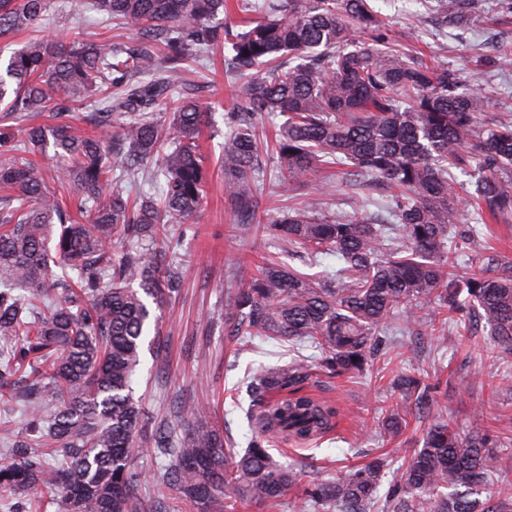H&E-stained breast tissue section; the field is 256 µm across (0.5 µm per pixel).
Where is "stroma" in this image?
<instances>
[{"mask_svg": "<svg viewBox=\"0 0 512 512\" xmlns=\"http://www.w3.org/2000/svg\"><path fill=\"white\" fill-rule=\"evenodd\" d=\"M64 2L61 8L50 6L35 32L24 31L0 42V55L10 56L32 36L47 41L68 33L89 40L110 37L109 28L89 11V0ZM371 4L385 15L392 35L405 49L422 53L434 65L458 69L466 79L481 84L489 111L512 107V68L491 63L497 46L512 43V11L499 0H478L476 17L462 27L443 24L429 0H371ZM185 80L198 86L199 102L212 112L200 138L211 161V181L209 196L193 220L195 233L184 236L178 246L182 287L167 302L150 307L151 320L160 327L162 348L143 351L133 384V397L146 423L166 422L176 436H184L188 425L176 413L174 402L204 401L212 411L210 422L223 431L227 447L244 450L254 437L247 419L252 405L247 380L257 372L291 364L298 356L310 367L305 392L339 411L323 437L303 444L269 438L273 458L297 466L302 482L335 478L379 455L392 457L393 468H400L405 463L403 449L418 447L420 433L432 423L445 420L463 429L478 408L485 412L486 425L512 438V368L490 359L487 336H474L467 347L460 348L453 333L439 326L423 356L403 364L392 362L391 357L411 340L394 336L380 346L370 371L341 379L319 371V354L314 349L294 353L273 340L239 341L228 336L234 296L257 254L274 255L320 279L335 272L336 261L328 257L309 265L289 255L271 237L237 230L232 205L224 196L220 157L224 115L242 102L245 79L225 69L224 48L218 45L190 68ZM403 371L420 374L430 383L446 381L448 390L438 396L428 414H408L406 427L398 435H387L378 424L385 410L400 400L393 380ZM25 432L23 406L10 396L0 397V462L11 458L12 443L23 439Z\"/></svg>", "mask_w": 512, "mask_h": 512, "instance_id": "1", "label": "stroma"}]
</instances>
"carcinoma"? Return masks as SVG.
Segmentation results:
<instances>
[{"instance_id":"1","label":"carcinoma","mask_w":512,"mask_h":512,"mask_svg":"<svg viewBox=\"0 0 512 512\" xmlns=\"http://www.w3.org/2000/svg\"><path fill=\"white\" fill-rule=\"evenodd\" d=\"M92 0L102 22L141 27L135 47L114 41L35 40L12 52L0 72V106L9 112L51 108L55 123L28 128L25 141L0 133V274L27 295L0 290V383H13L27 410L30 440L13 443L0 464V491L60 501L65 512H171L177 491L196 512H216L222 487L241 502H276L299 473L276 462L265 436L308 440L327 432L336 408L302 393L307 365L296 362L252 377L258 437L243 454L224 447L210 407L177 405L190 426L176 439L164 424L141 421L132 395L150 311L180 286L176 260L156 249L170 228L182 233L207 197L210 167L198 139L210 112L183 82L191 64L217 42L231 51L226 69L247 77L244 105L230 113L221 166L224 195L237 224L278 238L316 261L343 267L322 284L263 256L237 292L231 336L307 342L319 366L336 376L364 371L392 332L409 336L425 321L446 324L467 345L490 328V358L512 364V262L475 253L459 273L464 245L481 234L457 230L460 206L492 220L512 215V115L485 111L486 96L461 73L397 49L370 0ZM468 0H437L446 20L465 17ZM49 0H0V39L37 24ZM227 14L217 21L221 14ZM94 96L96 126L115 114L149 112L166 102L169 122L138 118L108 143L72 120ZM282 117L272 131L278 179L301 190L276 219L262 215L267 167L258 116ZM53 148L64 161L57 179L89 213L75 221L34 156ZM146 171L156 196L131 201L111 188L112 162ZM346 170L351 199L363 210L386 198L393 222L328 213L326 172ZM477 172L470 186L451 169ZM126 251L113 253L115 240ZM138 288H133V284ZM414 408H430L429 384L397 378ZM152 448L167 463L152 477L147 502L133 448ZM500 437L477 417L465 430L435 422L396 482L379 495L390 460L378 458L315 482L304 491L314 512H503L504 501L472 498L500 471Z\"/></svg>"}]
</instances>
